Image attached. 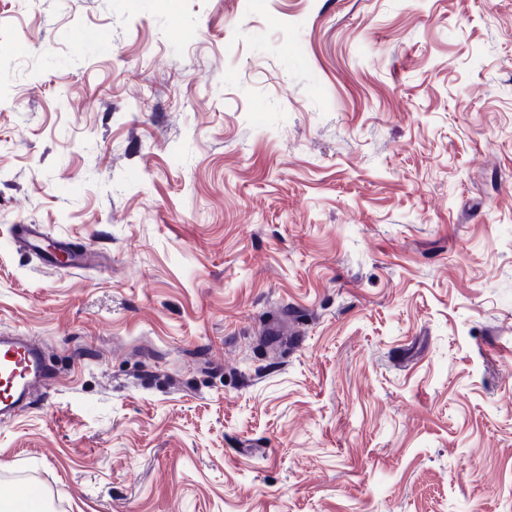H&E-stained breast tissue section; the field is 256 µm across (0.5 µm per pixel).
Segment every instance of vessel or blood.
<instances>
[{
  "instance_id": "b4317fda",
  "label": "vessel or blood",
  "mask_w": 512,
  "mask_h": 512,
  "mask_svg": "<svg viewBox=\"0 0 512 512\" xmlns=\"http://www.w3.org/2000/svg\"><path fill=\"white\" fill-rule=\"evenodd\" d=\"M14 238L20 246L45 254L60 266L79 268L89 262L88 256L78 254L65 239L51 237L36 224L15 225ZM46 377L47 367L34 341L0 335V420L30 401Z\"/></svg>"
}]
</instances>
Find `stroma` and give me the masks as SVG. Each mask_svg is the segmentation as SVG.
<instances>
[{
    "mask_svg": "<svg viewBox=\"0 0 512 512\" xmlns=\"http://www.w3.org/2000/svg\"><path fill=\"white\" fill-rule=\"evenodd\" d=\"M9 331L49 512H512V0H0ZM13 229L15 241L20 246L44 253L57 265L80 268L91 261L90 257L73 250L65 239L44 233L38 224H14ZM47 377L40 348L26 336L0 335V420L31 401Z\"/></svg>",
    "mask_w": 512,
    "mask_h": 512,
    "instance_id": "35a3bbf8",
    "label": "stroma"
}]
</instances>
